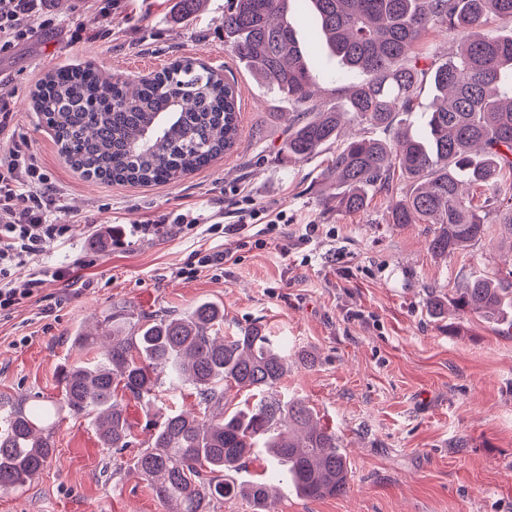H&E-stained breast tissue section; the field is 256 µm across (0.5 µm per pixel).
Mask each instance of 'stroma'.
<instances>
[{"instance_id": "obj_1", "label": "stroma", "mask_w": 512, "mask_h": 512, "mask_svg": "<svg viewBox=\"0 0 512 512\" xmlns=\"http://www.w3.org/2000/svg\"><path fill=\"white\" fill-rule=\"evenodd\" d=\"M226 0H203L182 15L179 0H121L112 34L95 0H57L55 30L38 32L0 58V96L18 108L13 137L30 146L59 192L64 238L43 258L85 263L73 284L47 283L36 297L0 314V398H59L61 367L92 356L74 346L80 325L106 314L188 313L198 302L224 308L223 335L257 323L288 341L282 398L304 400L335 431L351 470L347 493L309 500L282 488L276 512H512V331L474 317L430 316L435 288L461 287L472 273L504 265L497 234L437 256L426 224H395L390 197L373 193L366 210H325L334 192L322 176L330 149L304 161L284 152L287 98L253 78L224 44ZM87 39L73 41L75 29ZM234 78L242 98L237 146L174 184L136 186L83 177L62 158L31 94L49 72L93 65L137 84L180 57ZM315 223L319 239L266 246L198 226L165 238H139L104 251L90 239L102 224H145L173 211L223 210L242 197ZM229 258L224 268L179 277L196 252ZM311 353L312 366L298 362ZM128 417L135 443L102 447L89 419L65 417L56 451L23 489L1 493L0 512H167L129 467L145 447L148 424L137 402Z\"/></svg>"}]
</instances>
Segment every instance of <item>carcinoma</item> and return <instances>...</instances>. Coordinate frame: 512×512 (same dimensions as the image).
Returning a JSON list of instances; mask_svg holds the SVG:
<instances>
[{
  "mask_svg": "<svg viewBox=\"0 0 512 512\" xmlns=\"http://www.w3.org/2000/svg\"><path fill=\"white\" fill-rule=\"evenodd\" d=\"M290 0H232L225 44L250 73L299 106L284 152L307 160L336 145L328 202L365 210L369 193L394 199V224H433L428 249L451 255L482 242L495 225L512 254V0H307L342 74L365 79L345 91V108L316 100L317 71L305 41L288 21ZM459 39L457 52L427 69L416 65L423 37ZM430 82L435 95L421 129L403 123ZM182 106L169 108L168 92ZM33 106L53 130L60 153L83 176L136 185L174 183L231 150L239 137L235 85L191 58L170 63L140 83L90 66L47 74ZM364 134L338 143L345 119ZM495 319L512 328L509 268L455 290L430 293L427 311ZM106 341L82 327L80 349L101 347L90 363L61 369L59 402L0 403V492L36 479L56 448L60 414L88 417L105 448L133 443L127 401L155 409L160 388L189 392L190 409L164 411L133 470L176 512H209L214 499L241 497L251 512H275L272 483L286 481L306 499L346 493L350 471L336 434L313 420L300 399L277 387L288 352L255 323L220 335L224 308L196 304L183 315L134 319L113 315ZM229 387L250 393L228 411ZM271 459L267 477H232L257 447Z\"/></svg>",
  "mask_w": 512,
  "mask_h": 512,
  "instance_id": "1",
  "label": "carcinoma"
}]
</instances>
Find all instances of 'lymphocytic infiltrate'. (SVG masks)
Listing matches in <instances>:
<instances>
[{"label": "lymphocytic infiltrate", "mask_w": 512, "mask_h": 512, "mask_svg": "<svg viewBox=\"0 0 512 512\" xmlns=\"http://www.w3.org/2000/svg\"><path fill=\"white\" fill-rule=\"evenodd\" d=\"M55 22L47 0H0V56L10 54L36 30L52 27ZM58 207L57 195L35 154L17 143L8 147L0 143V214L7 216L6 222L0 223V312L30 300L46 283L73 281L75 268L71 265L42 266L22 280L15 276L17 268L42 255L48 242L64 236L66 225L53 219ZM222 217L219 211L207 215L190 210L164 213L151 223L133 225L128 232L113 229L97 235L94 243L101 247L111 241L119 245L130 234L159 238L175 229L194 230L202 223L213 232L260 237L280 235L289 229L285 210H270L250 199L239 207L235 222L222 224Z\"/></svg>", "instance_id": "1"}]
</instances>
